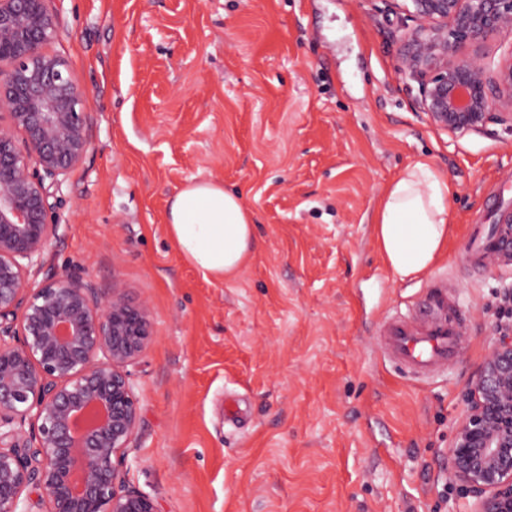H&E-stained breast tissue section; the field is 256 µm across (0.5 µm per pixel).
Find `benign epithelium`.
Masks as SVG:
<instances>
[{
  "label": "benign epithelium",
  "mask_w": 512,
  "mask_h": 512,
  "mask_svg": "<svg viewBox=\"0 0 512 512\" xmlns=\"http://www.w3.org/2000/svg\"><path fill=\"white\" fill-rule=\"evenodd\" d=\"M46 2L0 0V512H160L124 488L122 471L139 419L129 367L149 342L148 309L118 282L105 293L55 273L29 282L58 235L50 189L91 146L85 91L43 51L58 32ZM403 2L417 26L401 39L400 68L419 84L420 112L453 134L512 129V54L494 68L480 54L512 34V0ZM464 402L448 477L475 512H512V322L497 325Z\"/></svg>",
  "instance_id": "obj_1"
}]
</instances>
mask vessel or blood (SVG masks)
Returning a JSON list of instances; mask_svg holds the SVG:
<instances>
[{"mask_svg":"<svg viewBox=\"0 0 512 512\" xmlns=\"http://www.w3.org/2000/svg\"><path fill=\"white\" fill-rule=\"evenodd\" d=\"M471 251L478 266L489 258L511 264L512 217L504 215L498 223L474 225ZM462 334V321L442 286L429 293L418 318L386 321L381 337L392 359L415 379L424 380L446 370L459 356Z\"/></svg>","mask_w":512,"mask_h":512,"instance_id":"vessel-or-blood-1","label":"vessel or blood"}]
</instances>
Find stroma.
Returning <instances> with one entry per match:
<instances>
[{
	"label": "stroma",
	"instance_id": "35a3bbf8",
	"mask_svg": "<svg viewBox=\"0 0 512 512\" xmlns=\"http://www.w3.org/2000/svg\"><path fill=\"white\" fill-rule=\"evenodd\" d=\"M47 53L87 94L91 147L63 181L42 270L147 305L123 469L161 512H472L446 460L512 289L473 225L512 210V131L428 123L398 68L395 0H47ZM429 162L452 189L448 254L392 278L369 234L385 187ZM241 193L257 248L204 277L168 230L192 181ZM446 283L460 358L414 380L376 327Z\"/></svg>",
	"mask_w": 512,
	"mask_h": 512
}]
</instances>
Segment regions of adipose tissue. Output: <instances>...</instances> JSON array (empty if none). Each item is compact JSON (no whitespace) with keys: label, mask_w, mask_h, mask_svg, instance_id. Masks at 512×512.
<instances>
[{"label":"adipose tissue","mask_w":512,"mask_h":512,"mask_svg":"<svg viewBox=\"0 0 512 512\" xmlns=\"http://www.w3.org/2000/svg\"><path fill=\"white\" fill-rule=\"evenodd\" d=\"M451 189L430 163L419 161L383 191L372 237L399 280L432 269L448 251ZM168 228L182 257L203 275L234 276L256 249L253 213L241 196L216 181L190 182L171 199Z\"/></svg>","instance_id":"1"}]
</instances>
